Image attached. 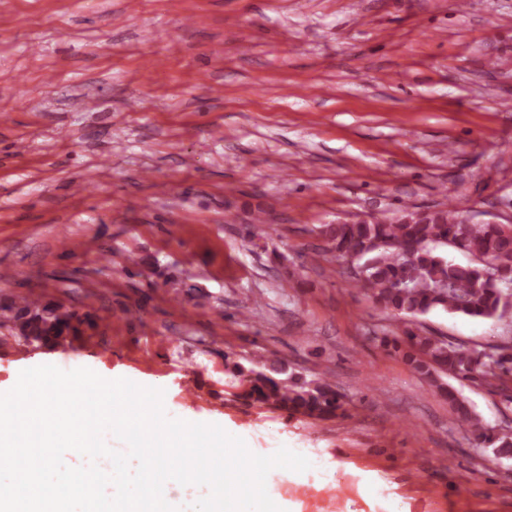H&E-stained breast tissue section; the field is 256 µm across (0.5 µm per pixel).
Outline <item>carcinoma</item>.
Wrapping results in <instances>:
<instances>
[{
    "label": "carcinoma",
    "instance_id": "carcinoma-1",
    "mask_svg": "<svg viewBox=\"0 0 512 512\" xmlns=\"http://www.w3.org/2000/svg\"><path fill=\"white\" fill-rule=\"evenodd\" d=\"M327 251L344 258L348 278L363 297L391 319L409 323L380 337L402 354L430 386L448 398L476 448L512 454V427L486 426L442 377L483 387L512 404V336L463 347L445 336L410 327L432 311L474 319H512V224H468L454 208L408 212L397 220L328 224ZM469 257L448 260L447 250ZM83 319L51 306L18 303L12 337L60 343ZM233 376L249 384L244 398L290 413L327 418L343 408L342 396L323 377L306 379L282 361L239 364Z\"/></svg>",
    "mask_w": 512,
    "mask_h": 512
}]
</instances>
